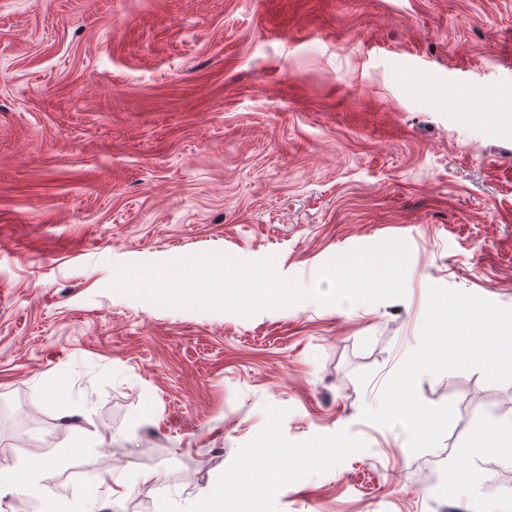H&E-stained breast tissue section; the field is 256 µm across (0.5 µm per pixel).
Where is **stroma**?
<instances>
[{"instance_id":"1","label":"stroma","mask_w":512,"mask_h":512,"mask_svg":"<svg viewBox=\"0 0 512 512\" xmlns=\"http://www.w3.org/2000/svg\"><path fill=\"white\" fill-rule=\"evenodd\" d=\"M512 0H0V512H512V382L420 378L439 445L364 407L429 286L512 307ZM404 240L405 295L250 317L111 290L221 251L311 285ZM474 482L462 490L458 473ZM39 465H28L23 473H15L12 477L8 471L0 468V497L4 490L13 491H37L36 474Z\"/></svg>"}]
</instances>
